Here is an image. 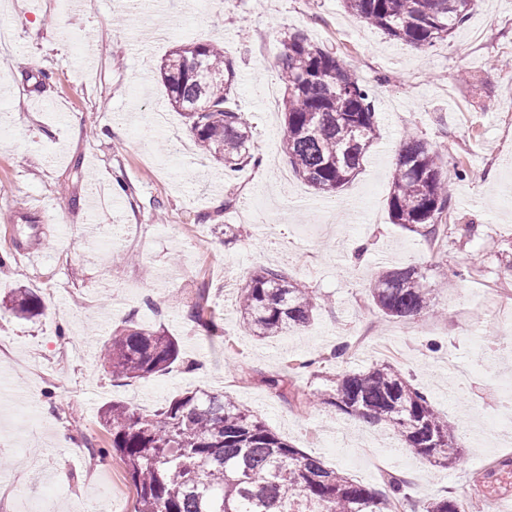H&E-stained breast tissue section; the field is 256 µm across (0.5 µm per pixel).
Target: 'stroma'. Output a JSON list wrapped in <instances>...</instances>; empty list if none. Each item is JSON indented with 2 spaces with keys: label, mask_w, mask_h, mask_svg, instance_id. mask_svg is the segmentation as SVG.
<instances>
[{
  "label": "stroma",
  "mask_w": 512,
  "mask_h": 512,
  "mask_svg": "<svg viewBox=\"0 0 512 512\" xmlns=\"http://www.w3.org/2000/svg\"><path fill=\"white\" fill-rule=\"evenodd\" d=\"M0 294L30 288L45 311L32 320L0 308V512H124L135 490L115 459L90 461L84 440L108 445L100 406L148 411L176 394L232 396L282 439L356 481L382 489L409 482L401 512L429 500H483L512 512V446L481 440L475 424L499 422L512 358L488 349L512 337V0H481L448 40L414 49L368 27L341 0H0ZM301 32L352 63L372 92L380 136L362 171L335 196L307 186L281 148L284 85L277 56ZM190 40L224 46L235 60L233 99L262 163L227 173L201 160L185 119L169 103L160 66ZM98 47L99 65H81ZM443 158L453 205L437 250L393 224L391 176L405 133ZM467 177L454 174V166ZM95 206H88L89 196ZM232 205H225V198ZM63 215L57 233L43 215ZM141 225L138 239L100 242L85 225ZM39 253L30 263L21 248ZM415 267L446 312L388 319L370 289L381 267ZM312 289L320 306L301 335H248L241 287L261 268ZM206 289L214 328L188 315ZM154 307H147V300ZM178 339L183 364L133 382L110 378L99 354L130 327ZM370 339L352 345L361 331ZM350 345L344 360L331 351ZM313 362V370L303 362ZM395 364L436 409L467 432L464 457L442 469L299 392L324 377ZM287 375L285 393L267 385Z\"/></svg>",
  "instance_id": "obj_1"
}]
</instances>
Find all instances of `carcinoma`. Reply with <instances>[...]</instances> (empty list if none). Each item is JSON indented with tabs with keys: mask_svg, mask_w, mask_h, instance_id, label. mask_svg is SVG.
I'll return each mask as SVG.
<instances>
[{
	"mask_svg": "<svg viewBox=\"0 0 512 512\" xmlns=\"http://www.w3.org/2000/svg\"><path fill=\"white\" fill-rule=\"evenodd\" d=\"M343 4L389 38L424 48L446 40L477 11L479 0ZM281 45L284 151L297 176L332 195L361 170L378 139L370 90L352 64L305 35L291 34ZM161 77L201 156L223 162L228 172L259 164L250 152L251 127L232 103L236 72L226 49L181 44ZM388 206L393 223L424 237L438 234V220L452 206L439 153L412 133L398 152ZM432 292L417 268H391L377 276L371 297L384 317L410 319L435 313ZM5 306L26 320L43 309L31 288L16 289ZM317 308L315 295L273 268L254 274L238 303L245 330L259 339L305 330ZM101 360L114 379L146 380L181 361V347L163 331L134 327L113 337ZM328 382L314 393L321 403L390 429L400 447L441 467L461 461L455 425L397 367L380 363ZM99 419L135 489L134 512H390L406 496L404 477L386 475L383 491L358 483L286 443L252 411L219 393L187 391L153 411L114 402ZM422 512L466 509L446 497L426 502Z\"/></svg>",
	"mask_w": 512,
	"mask_h": 512,
	"instance_id": "1",
	"label": "carcinoma"
}]
</instances>
